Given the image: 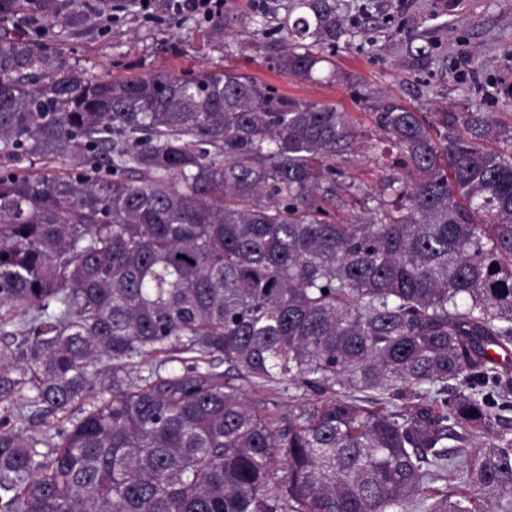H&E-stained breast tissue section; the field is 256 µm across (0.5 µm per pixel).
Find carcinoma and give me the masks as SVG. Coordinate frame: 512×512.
Returning <instances> with one entry per match:
<instances>
[{
    "instance_id": "carcinoma-1",
    "label": "carcinoma",
    "mask_w": 512,
    "mask_h": 512,
    "mask_svg": "<svg viewBox=\"0 0 512 512\" xmlns=\"http://www.w3.org/2000/svg\"><path fill=\"white\" fill-rule=\"evenodd\" d=\"M22 2L0 142L79 164L0 174V512H512V132L380 104L414 181L329 221L347 113L234 71L54 68L80 0ZM293 9L271 61L307 78L341 22ZM232 382L240 386L244 385L243 388L252 399H261L265 402H269L268 405L271 411H277L278 414H288V409L300 402L292 397L294 395L293 392L288 393V391L267 390L265 392L255 393L246 386V383L242 379L234 378Z\"/></svg>"
}]
</instances>
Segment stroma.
I'll return each mask as SVG.
<instances>
[{"label":"stroma","mask_w":512,"mask_h":512,"mask_svg":"<svg viewBox=\"0 0 512 512\" xmlns=\"http://www.w3.org/2000/svg\"><path fill=\"white\" fill-rule=\"evenodd\" d=\"M287 3L220 0L224 41L215 45L208 17L173 13L169 0H83L85 27L77 35L59 31L53 64L112 80L230 69L279 97L348 113L357 136L336 158L343 188L330 216L338 221L363 212L346 184L374 190L386 178L409 177L374 149L380 136L375 104L394 99L423 113L480 110L512 130V0H336L345 33L308 79L282 75L266 58ZM261 6L273 16L259 33L253 17Z\"/></svg>","instance_id":"obj_1"}]
</instances>
